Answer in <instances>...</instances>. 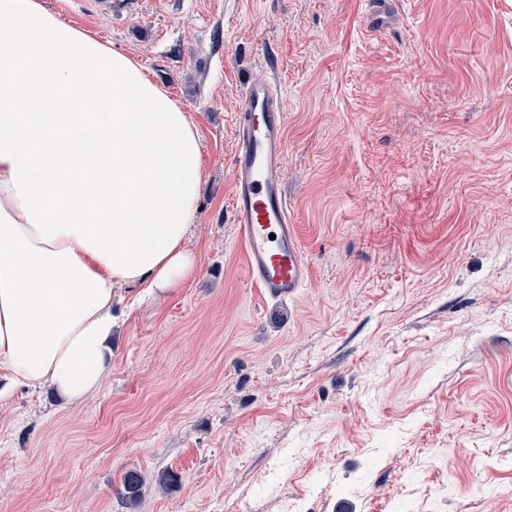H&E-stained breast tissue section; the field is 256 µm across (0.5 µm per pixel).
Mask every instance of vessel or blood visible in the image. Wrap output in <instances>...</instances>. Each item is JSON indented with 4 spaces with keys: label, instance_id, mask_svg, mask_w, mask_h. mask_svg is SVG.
Listing matches in <instances>:
<instances>
[{
    "label": "vessel or blood",
    "instance_id": "b4317fda",
    "mask_svg": "<svg viewBox=\"0 0 512 512\" xmlns=\"http://www.w3.org/2000/svg\"><path fill=\"white\" fill-rule=\"evenodd\" d=\"M286 132L274 82L249 81L235 123L231 204L248 282L272 302L294 297L311 276L284 184Z\"/></svg>",
    "mask_w": 512,
    "mask_h": 512
}]
</instances>
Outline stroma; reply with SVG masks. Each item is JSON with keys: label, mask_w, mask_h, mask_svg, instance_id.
<instances>
[{"label": "stroma", "mask_w": 512, "mask_h": 512, "mask_svg": "<svg viewBox=\"0 0 512 512\" xmlns=\"http://www.w3.org/2000/svg\"><path fill=\"white\" fill-rule=\"evenodd\" d=\"M43 2L195 124L198 271L123 289L84 403L0 399V512H512V0H393L378 32L364 0ZM272 74L311 266L282 304L231 209L242 91ZM121 482L123 502L130 507L137 506L141 499L143 487L141 474L137 470H128L123 474Z\"/></svg>", "instance_id": "obj_1"}]
</instances>
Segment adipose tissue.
I'll return each mask as SVG.
<instances>
[{"instance_id": "adipose-tissue-1", "label": "adipose tissue", "mask_w": 512, "mask_h": 512, "mask_svg": "<svg viewBox=\"0 0 512 512\" xmlns=\"http://www.w3.org/2000/svg\"><path fill=\"white\" fill-rule=\"evenodd\" d=\"M204 167L187 112L128 55L0 0V376L70 405L112 368V309L196 267Z\"/></svg>"}]
</instances>
